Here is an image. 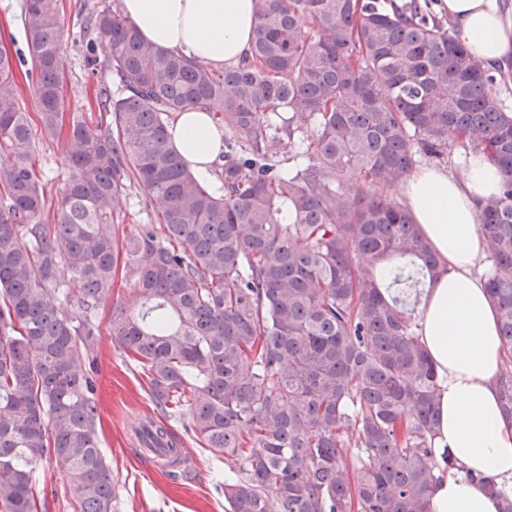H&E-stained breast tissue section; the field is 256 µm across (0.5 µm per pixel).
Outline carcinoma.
Here are the masks:
<instances>
[{
  "mask_svg": "<svg viewBox=\"0 0 512 512\" xmlns=\"http://www.w3.org/2000/svg\"><path fill=\"white\" fill-rule=\"evenodd\" d=\"M250 54L222 71L144 40L109 5L84 17L97 90L93 129L60 112L59 0H25L30 68L0 51V512H38L36 472L66 467L80 512H115L83 363L103 334L133 363L164 418L187 416L224 458L230 512H429L440 425L415 308L438 259L411 211L377 194L423 153H484L506 174L477 204L489 296L506 350L500 408L512 423V111L496 77L422 0H255ZM40 131L65 137L53 222L35 170L19 76ZM224 127V193L168 145L188 106ZM288 110L290 116L283 115ZM314 127L310 143L300 136ZM307 158L291 172L287 149ZM158 215L109 223L129 184ZM123 277L137 312L99 309ZM138 440L167 464L180 440L148 421Z\"/></svg>",
  "mask_w": 512,
  "mask_h": 512,
  "instance_id": "cac0c4a2",
  "label": "carcinoma"
}]
</instances>
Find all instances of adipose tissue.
Returning a JSON list of instances; mask_svg holds the SVG:
<instances>
[{"instance_id":"1","label":"adipose tissue","mask_w":512,"mask_h":512,"mask_svg":"<svg viewBox=\"0 0 512 512\" xmlns=\"http://www.w3.org/2000/svg\"><path fill=\"white\" fill-rule=\"evenodd\" d=\"M121 10L155 46L212 67L245 59L255 25L253 0H121ZM438 11L469 53L485 66L512 72V0H439ZM168 144L195 176H210L224 153V132L202 108L176 114ZM504 173L485 155L461 172L420 166L398 186L440 260L424 289L420 340L440 389L437 470L429 512H500L492 486L512 489V425L499 408L504 348L487 290L486 243L479 201L498 196Z\"/></svg>"}]
</instances>
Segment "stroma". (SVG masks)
<instances>
[{"label":"stroma","mask_w":512,"mask_h":512,"mask_svg":"<svg viewBox=\"0 0 512 512\" xmlns=\"http://www.w3.org/2000/svg\"><path fill=\"white\" fill-rule=\"evenodd\" d=\"M98 0H60L64 79L61 107L65 115L82 114L97 126L100 114L95 102L99 83L111 81L108 71H91L86 61L89 35L81 24L87 8ZM35 167L50 201H58L67 177V158L60 139L38 138ZM114 221L124 233L139 225L153 224L157 214L138 185L128 187L116 202ZM96 397L99 403V447L109 465L116 488V512H228L219 482L224 461L201 448L185 431L187 420H171L172 432L182 441L190 459L189 469L172 476L154 468L149 457L136 454L132 431L148 416L160 412L145 392L135 366L108 339L95 347ZM36 493L46 500L47 512H79L66 485L65 467L56 458L45 459L36 473Z\"/></svg>","instance_id":"35a3bbf8"}]
</instances>
